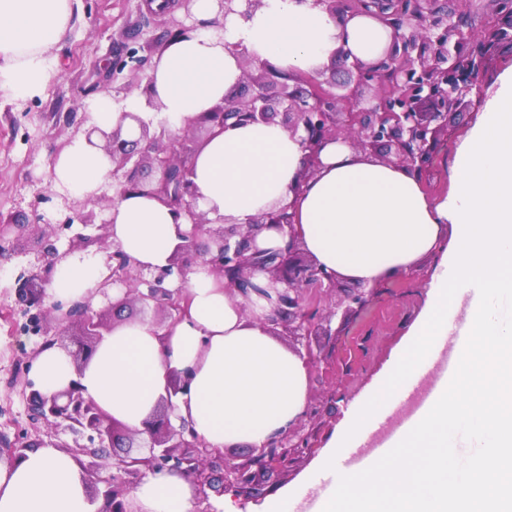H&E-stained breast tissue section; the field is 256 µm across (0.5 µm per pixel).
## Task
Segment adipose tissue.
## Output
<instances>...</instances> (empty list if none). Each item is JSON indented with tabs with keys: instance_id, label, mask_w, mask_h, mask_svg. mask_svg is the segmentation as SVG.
<instances>
[{
	"instance_id": "obj_1",
	"label": "adipose tissue",
	"mask_w": 512,
	"mask_h": 512,
	"mask_svg": "<svg viewBox=\"0 0 512 512\" xmlns=\"http://www.w3.org/2000/svg\"><path fill=\"white\" fill-rule=\"evenodd\" d=\"M77 0H0V97L41 95L58 77L49 50L65 37ZM202 20L222 28L168 42L150 71L151 97L129 94L115 105L102 93L87 103L88 123L104 131L121 111L150 127L181 133L242 80L234 50L243 45L287 73L312 74L343 49L369 63L384 55L391 29L370 15L339 20L312 0H262L247 17L223 16L217 0H196ZM300 135L276 123L228 127L191 161L197 205L215 224H246L290 206L297 235L319 268L372 285L438 257L422 313L389 369L349 409L340 433L320 455L332 469L364 439L399 386L433 363L439 338L459 322L455 366L400 427L388 452L346 472L315 512H512V67L498 76L480 115L457 146L451 188L431 199L406 167L382 161L350 140L329 142L312 177L303 175ZM112 163L85 135L54 157V186L85 199L99 195ZM111 242L145 271L169 267L190 227L157 198L131 193L106 213ZM102 255L60 262L53 301L89 296L106 275ZM187 304L182 318L157 326L129 320L99 342L82 371L66 351L43 350L34 373L44 393L79 379L86 397L132 430L142 429L174 375L187 393L171 397L172 424L189 421L209 447H263L304 414L305 361L279 342L267 299L229 290L200 263L166 283ZM468 432V479L456 464L457 438ZM135 512H194L195 488L177 473L150 474L132 490ZM85 479L68 451L43 446L0 462V512H95Z\"/></svg>"
}]
</instances>
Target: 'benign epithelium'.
<instances>
[{
  "instance_id": "benign-epithelium-1",
  "label": "benign epithelium",
  "mask_w": 512,
  "mask_h": 512,
  "mask_svg": "<svg viewBox=\"0 0 512 512\" xmlns=\"http://www.w3.org/2000/svg\"><path fill=\"white\" fill-rule=\"evenodd\" d=\"M440 0H315L332 15L371 13L393 29V41L382 58L373 63L347 62L348 54L338 51L346 79L339 85L323 81L319 75H295L291 82L270 80L272 66L240 49L243 77L241 90L224 97L175 135L162 128L154 133L136 115L123 112L120 123L111 132H100L103 148L112 159V193L82 201L99 205L114 201L130 191L152 195L184 216L192 231L188 242L180 246L173 264L182 271L185 263L201 259L212 272L224 277L225 284L247 297L259 293L269 297L267 289L252 281L253 272L264 271L275 289L269 322L273 332L288 329V335L301 341L309 336H327L312 308V292L333 287L338 278L304 258L297 242L294 216L279 207L254 220L281 231L288 230L285 247L275 251L254 245L252 226L240 224L209 226L197 211L195 193L189 179L190 163L201 145L216 130L233 124L270 123L276 120L291 133L303 131L306 151L304 176L315 173L319 154L337 139L336 127L343 128L357 147L384 160L389 154L395 163L421 177L431 168L439 133L448 128V114L476 87L486 60L500 46L512 47V0H490L493 9L486 29L475 46L467 48L461 31L463 16L439 5ZM221 12L228 16L245 7L249 12L260 0H219ZM383 88L375 102L364 106V92L372 85ZM139 124L141 138L148 141L146 151L137 154L134 142L122 138V122ZM107 275L95 294L105 306L96 311L91 299L69 307L61 304L45 311L64 334L78 327L80 337L75 349L67 350L76 373L92 357L103 333L109 331L107 317L130 304L174 319L184 312L183 298L164 287L172 269L146 273L135 267L131 258L117 245L107 256ZM124 288L121 297L111 298L110 290ZM377 286L365 290L353 288L344 296L346 311L365 308ZM18 295L31 305H41L42 293L33 281L19 284ZM187 375L170 381L169 396L161 400L146 422L144 430L132 431L102 411L84 396L79 381L52 395L33 389L27 395L31 420L51 427H64L74 435L91 432L86 453L112 465V476L103 479L106 490L92 488L91 497H103L100 512H134L130 492L148 473L175 472L187 477L196 493L206 498L205 488L222 484V491L245 493L259 491L273 477L287 470L303 454L312 452V432L306 420L318 414L310 406L304 419L287 432L267 442L244 462L221 468L223 453L209 448L184 422L175 428L170 422L171 396L188 389Z\"/></svg>"
}]
</instances>
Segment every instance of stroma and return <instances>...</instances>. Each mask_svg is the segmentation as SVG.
I'll list each match as a JSON object with an SVG mask.
<instances>
[{"label": "stroma", "mask_w": 512, "mask_h": 512, "mask_svg": "<svg viewBox=\"0 0 512 512\" xmlns=\"http://www.w3.org/2000/svg\"><path fill=\"white\" fill-rule=\"evenodd\" d=\"M150 0H80V10L65 38L51 48L64 63L60 76L41 96L27 100L0 99V221L14 243L0 256V458L22 443L33 446L50 441L73 444V454L86 482L102 471L96 458L84 451L87 436L36 428L27 409L28 385L34 382L33 365L46 336L56 332L54 322L41 318L32 323L33 308L20 302L18 281L42 277L52 253L107 254L112 244L102 222L106 210L93 209V221H74L64 227L70 211L62 192L51 184L48 167L69 141L82 133L88 121L86 103L109 92L115 99L143 93L148 74L164 48L160 36L171 21L195 25L180 0L168 9L153 10ZM480 108V98L464 97L441 131L431 170L421 183L430 196L445 195L449 168L457 145L467 135ZM434 261L421 259L410 272L382 281L370 305L345 312L339 302L342 288H324L314 300L327 320L329 335L320 337L325 359L309 367V403L319 410L312 427L314 451L283 472L262 497L232 493L240 512H258L263 498L304 486L317 475L319 451L330 445L348 406L359 399L372 380L384 371L415 323L427 299Z\"/></svg>", "instance_id": "35a3bbf8"}]
</instances>
